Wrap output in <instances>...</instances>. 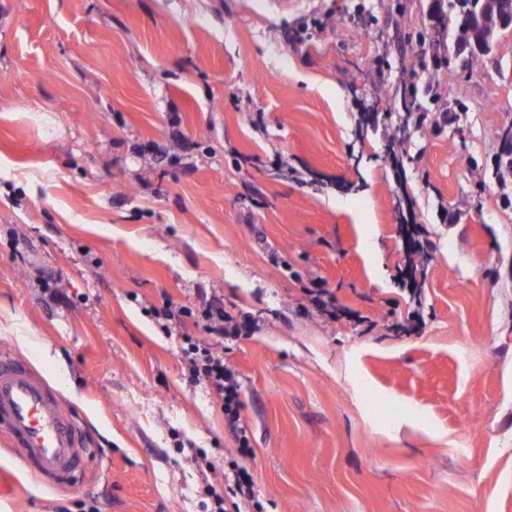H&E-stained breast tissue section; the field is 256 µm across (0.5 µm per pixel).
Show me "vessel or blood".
<instances>
[{
  "mask_svg": "<svg viewBox=\"0 0 512 512\" xmlns=\"http://www.w3.org/2000/svg\"><path fill=\"white\" fill-rule=\"evenodd\" d=\"M0 430L22 464L41 482L69 489L86 476L96 449L86 447L72 413L28 361L0 353Z\"/></svg>",
  "mask_w": 512,
  "mask_h": 512,
  "instance_id": "vessel-or-blood-1",
  "label": "vessel or blood"
}]
</instances>
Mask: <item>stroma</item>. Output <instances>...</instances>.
Instances as JSON below:
<instances>
[{
    "instance_id": "1",
    "label": "stroma",
    "mask_w": 512,
    "mask_h": 512,
    "mask_svg": "<svg viewBox=\"0 0 512 512\" xmlns=\"http://www.w3.org/2000/svg\"><path fill=\"white\" fill-rule=\"evenodd\" d=\"M428 3L0 0V349L102 453L58 491L0 432V512H210L235 432L183 374L206 333L156 312L213 295L253 324L223 347L267 512H512V205L475 172L512 35L474 73L444 53L463 113L393 152L422 54L394 18Z\"/></svg>"
}]
</instances>
